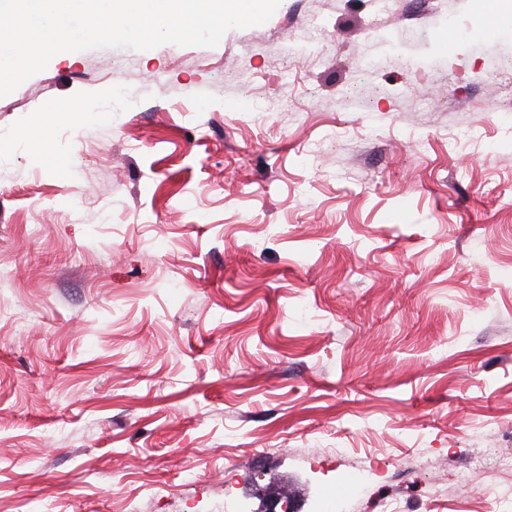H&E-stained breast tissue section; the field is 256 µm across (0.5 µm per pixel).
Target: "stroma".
Returning <instances> with one entry per match:
<instances>
[{"mask_svg": "<svg viewBox=\"0 0 512 512\" xmlns=\"http://www.w3.org/2000/svg\"><path fill=\"white\" fill-rule=\"evenodd\" d=\"M485 3L281 0L0 98V512H512V22Z\"/></svg>", "mask_w": 512, "mask_h": 512, "instance_id": "1", "label": "stroma"}]
</instances>
